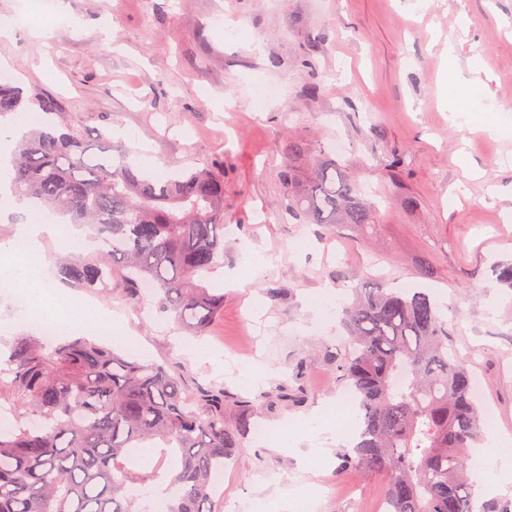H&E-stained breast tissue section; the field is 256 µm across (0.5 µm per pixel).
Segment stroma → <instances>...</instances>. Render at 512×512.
<instances>
[{
	"label": "stroma",
	"mask_w": 512,
	"mask_h": 512,
	"mask_svg": "<svg viewBox=\"0 0 512 512\" xmlns=\"http://www.w3.org/2000/svg\"><path fill=\"white\" fill-rule=\"evenodd\" d=\"M29 10L0 0L14 23L0 59L26 93L112 134L132 161L149 146L151 173L224 162V263L207 279L224 306L203 335L177 330L155 298L130 304L117 268L111 296L71 293L121 315L136 355L190 389L224 386L227 423L296 379L297 400L258 411L290 446L249 438L224 474L231 512H286L284 497L309 491L322 512H374L382 494L381 478L339 470L341 447L324 440L345 426L326 413L344 392L325 356L343 331L313 303L326 290L344 304L379 279L429 289L482 405L512 437V288L493 274L512 260V112L499 135L483 114L512 102V0H56L47 25ZM452 65L485 84L463 123L444 104ZM268 85L278 94L256 111ZM289 137L325 150L343 139L336 160L377 203L376 223L335 230L289 215ZM300 234L307 249L294 246ZM262 256L271 264L255 268ZM250 364L270 373L254 389L237 380Z\"/></svg>",
	"instance_id": "stroma-1"
}]
</instances>
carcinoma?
Wrapping results in <instances>:
<instances>
[{"label": "carcinoma", "instance_id": "obj_1", "mask_svg": "<svg viewBox=\"0 0 512 512\" xmlns=\"http://www.w3.org/2000/svg\"><path fill=\"white\" fill-rule=\"evenodd\" d=\"M36 111L14 151V192L37 208L91 224L112 264L128 270L127 296L152 284L158 310L195 334L224 307V289L202 279L224 260V161L151 175L121 156L101 131L53 122L59 104L0 83V117ZM288 213L315 224H372L374 203L336 160L288 139ZM60 276L110 290L98 256L70 250ZM348 339L329 352L358 407L359 430L339 454L384 479L387 512H512L475 508L473 449L485 439L483 409L465 365L448 347V321L419 288L353 289ZM9 380L14 424L0 428V512H142L126 471L144 448L172 449L161 492L166 512H217L215 478L242 447L250 418L224 423L221 387L188 390L180 374L118 354L87 338L13 343Z\"/></svg>", "mask_w": 512, "mask_h": 512}]
</instances>
